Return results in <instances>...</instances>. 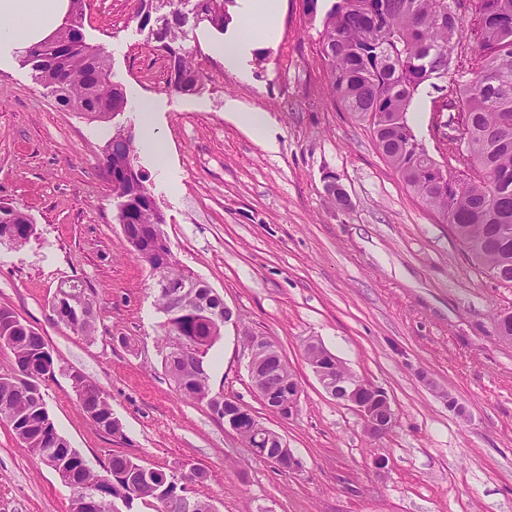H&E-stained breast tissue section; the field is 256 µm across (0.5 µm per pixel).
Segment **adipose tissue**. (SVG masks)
I'll use <instances>...</instances> for the list:
<instances>
[{
    "mask_svg": "<svg viewBox=\"0 0 512 512\" xmlns=\"http://www.w3.org/2000/svg\"><path fill=\"white\" fill-rule=\"evenodd\" d=\"M69 0H0V66L11 53L49 37L62 23ZM237 25L214 47L225 69L250 79L254 49L279 35L280 0H236Z\"/></svg>",
    "mask_w": 512,
    "mask_h": 512,
    "instance_id": "ef3b65f1",
    "label": "adipose tissue"
}]
</instances>
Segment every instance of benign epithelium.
Masks as SVG:
<instances>
[{
    "label": "benign epithelium",
    "instance_id": "1",
    "mask_svg": "<svg viewBox=\"0 0 512 512\" xmlns=\"http://www.w3.org/2000/svg\"><path fill=\"white\" fill-rule=\"evenodd\" d=\"M245 341L250 352L249 374L257 392L260 397L277 404L280 417L288 418L297 411L301 386L293 377L278 381L270 378L271 368L282 369L287 360L279 347L265 336L251 335ZM308 346L316 354L310 366L326 393L352 408L369 434L376 437L387 432L394 424V411L386 390L347 370L341 360L320 342L310 341ZM245 425L250 427L249 434H256L280 446L281 452L270 458L279 470L293 472L301 468V460L288 448L281 434L264 425L238 402L224 406V427L241 437Z\"/></svg>",
    "mask_w": 512,
    "mask_h": 512
}]
</instances>
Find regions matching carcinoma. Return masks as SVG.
I'll return each instance as SVG.
<instances>
[{
    "mask_svg": "<svg viewBox=\"0 0 512 512\" xmlns=\"http://www.w3.org/2000/svg\"><path fill=\"white\" fill-rule=\"evenodd\" d=\"M180 0H137L136 17L157 49L175 63L184 87L193 93L202 76L185 47L188 29L204 24L220 32L231 21L232 0H202L205 14L184 18ZM459 0H334L322 26V57L334 94L344 109L369 124L383 159L429 209L438 213L473 263L500 273L512 287V0H474L470 38L475 52L463 54ZM84 0H70L68 16L47 40L27 48L21 63L35 79L75 112L104 121L126 110L125 85L115 79L110 55L81 32ZM448 91L449 105L469 126L465 157L448 160V178L422 147L407 114L425 87ZM133 129L108 132L104 164L117 200L118 223L127 244L170 288L157 293L164 317L162 362L180 397L224 417L214 400L210 351L221 337L223 298L206 282L180 267L176 258L147 251L165 236V216L146 175L137 170ZM10 219L0 222V247L17 249L35 231L23 211L0 205ZM58 321L92 338L97 311L90 289L79 281L60 285L51 300ZM12 355L0 369V419L40 460L61 462L72 481L70 512H116L138 501L153 512H185L181 491L166 484L163 469L144 475L136 457L114 453L95 468L60 435L46 409L42 383L55 374L53 356L41 333L0 307V348ZM77 403L111 436L123 435L103 390L85 379L73 386Z\"/></svg>",
    "mask_w": 512,
    "mask_h": 512,
    "instance_id": "carcinoma-1",
    "label": "carcinoma"
}]
</instances>
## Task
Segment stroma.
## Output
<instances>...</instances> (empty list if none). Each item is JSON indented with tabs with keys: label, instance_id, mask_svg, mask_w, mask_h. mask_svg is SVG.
<instances>
[{
	"label": "stroma",
	"instance_id": "obj_1",
	"mask_svg": "<svg viewBox=\"0 0 512 512\" xmlns=\"http://www.w3.org/2000/svg\"><path fill=\"white\" fill-rule=\"evenodd\" d=\"M332 2L318 0L311 17L305 0H281L280 37L255 51L248 82L212 55L219 33L197 28L187 42L204 82L195 94L168 86L135 0H85L82 19L117 78L160 104L165 158L135 152L174 256L232 312L211 352L213 385L280 433L300 471H279L207 406L177 395L162 365L155 280L116 219L108 125L58 104L18 62L0 69V205L30 215L35 233L20 250L0 249V307L44 336L59 371L42 390L70 447L103 463L118 452L166 471L190 463L206 475L191 494L217 512H512V342L495 328L512 312V288L471 262L334 97L320 40ZM228 98L270 115L272 145L225 117ZM330 175L346 206L331 202ZM72 279L93 292L94 338L51 310ZM251 335L275 342L301 384L290 418L251 382ZM311 339L387 391L390 432L367 435L322 389L304 357ZM73 372L105 392L122 437L82 412ZM71 498L0 420V512H69Z\"/></svg>",
	"mask_w": 512,
	"mask_h": 512
}]
</instances>
